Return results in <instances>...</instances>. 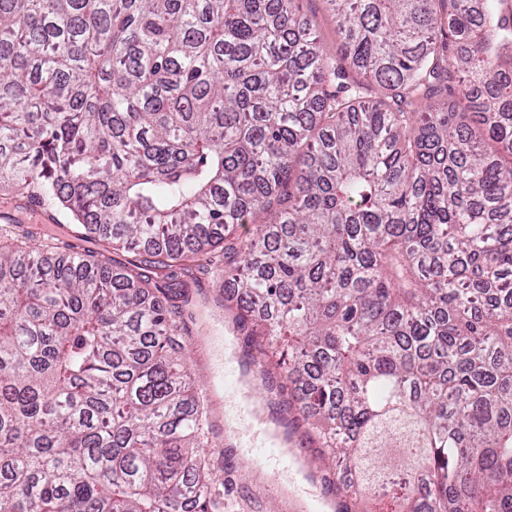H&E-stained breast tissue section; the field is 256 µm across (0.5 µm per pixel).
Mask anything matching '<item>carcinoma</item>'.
<instances>
[{
  "mask_svg": "<svg viewBox=\"0 0 512 512\" xmlns=\"http://www.w3.org/2000/svg\"><path fill=\"white\" fill-rule=\"evenodd\" d=\"M328 2L349 71L296 0H0V189L134 255L0 227V512H225L145 264L233 282L338 512H512V0Z\"/></svg>",
  "mask_w": 512,
  "mask_h": 512,
  "instance_id": "carcinoma-1",
  "label": "carcinoma"
}]
</instances>
